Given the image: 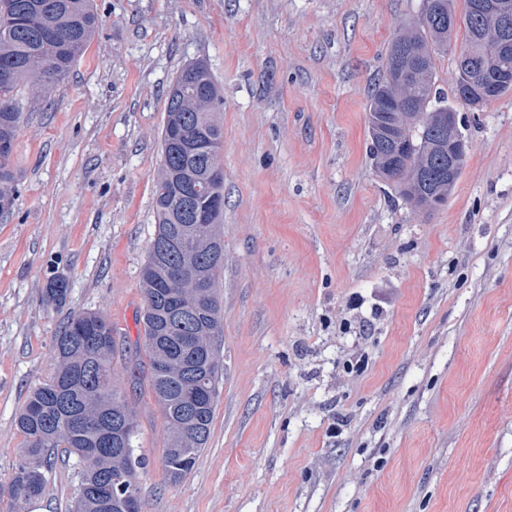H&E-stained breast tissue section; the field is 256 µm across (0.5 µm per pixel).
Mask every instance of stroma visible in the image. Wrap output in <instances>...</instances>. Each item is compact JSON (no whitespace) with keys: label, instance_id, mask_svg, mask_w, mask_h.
Returning <instances> with one entry per match:
<instances>
[{"label":"stroma","instance_id":"1","mask_svg":"<svg viewBox=\"0 0 512 512\" xmlns=\"http://www.w3.org/2000/svg\"><path fill=\"white\" fill-rule=\"evenodd\" d=\"M65 80L22 88L0 216V512H71L56 449L43 494L7 487L15 417L54 372L69 316L111 322L136 412L143 512H512V93L458 105L468 145L422 214L367 155L366 103L424 0H95ZM205 62L224 97L223 359L210 439L172 482L144 382L140 270L156 230L167 88ZM66 279L67 303L43 292ZM367 354L362 373L348 359Z\"/></svg>","mask_w":512,"mask_h":512}]
</instances>
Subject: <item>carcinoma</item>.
I'll use <instances>...</instances> for the list:
<instances>
[{
  "label": "carcinoma",
  "mask_w": 512,
  "mask_h": 512,
  "mask_svg": "<svg viewBox=\"0 0 512 512\" xmlns=\"http://www.w3.org/2000/svg\"><path fill=\"white\" fill-rule=\"evenodd\" d=\"M444 20L451 21L461 42L472 41L473 0H464L458 19L453 0H438ZM98 26L94 0H0V214L10 213L15 186L9 169L22 119L18 88L22 84L52 87L62 81L83 54ZM474 44L475 54L496 73L498 96L512 93V56L502 61L497 34L490 24ZM449 48L448 25L421 19L406 23L390 44L385 71L372 89L368 127H385L405 145L408 156L429 168H448V150L434 134V120L455 111L435 88L436 59ZM46 62L41 75L28 60ZM412 59L424 80L408 100L393 105L390 78L400 60ZM224 105L208 67L201 61L184 66L169 85L166 118L160 136V164L154 182L157 231L141 271L144 307L140 314L142 345L149 362V386L161 407L167 431L163 465L173 481L182 479L199 460L210 436L217 405L222 364L217 337L223 331L217 292L224 266V171L214 170L207 152L224 149V129L216 113ZM400 196L412 207L429 206L427 185L400 173ZM194 194L205 213L202 224L185 221L182 195ZM193 275L203 287L189 293L179 277ZM64 281L45 289L48 305L66 302ZM117 341L112 324L100 312L70 318L54 336L53 376L33 389L17 417L27 447L8 487L14 502L42 495L44 470L51 450L67 448L83 466L75 512H141L138 470L146 459L137 453L136 413L114 385L112 358Z\"/></svg>",
  "instance_id": "carcinoma-1"
}]
</instances>
